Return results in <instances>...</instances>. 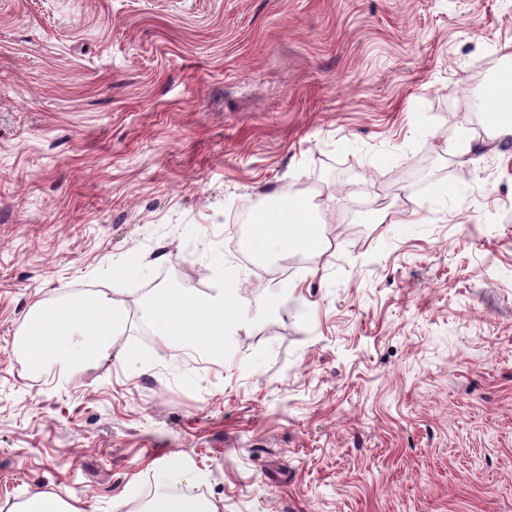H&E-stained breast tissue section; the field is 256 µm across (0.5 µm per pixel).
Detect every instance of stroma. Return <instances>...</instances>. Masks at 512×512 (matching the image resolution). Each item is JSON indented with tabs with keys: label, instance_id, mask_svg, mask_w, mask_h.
<instances>
[{
	"label": "stroma",
	"instance_id": "35a3bbf8",
	"mask_svg": "<svg viewBox=\"0 0 512 512\" xmlns=\"http://www.w3.org/2000/svg\"><path fill=\"white\" fill-rule=\"evenodd\" d=\"M487 64L512 70V0H0V512L61 488L140 512L173 465L213 512H512ZM281 191L323 222L276 263L241 220ZM242 245L236 348L200 369L155 334L126 372L143 302L211 292ZM96 290L127 314L110 355L32 371V305Z\"/></svg>",
	"mask_w": 512,
	"mask_h": 512
}]
</instances>
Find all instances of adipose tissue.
Masks as SVG:
<instances>
[{
    "mask_svg": "<svg viewBox=\"0 0 512 512\" xmlns=\"http://www.w3.org/2000/svg\"><path fill=\"white\" fill-rule=\"evenodd\" d=\"M321 221L320 210L288 192L280 194L277 213L266 212L259 219L275 258L318 248L319 238L310 227ZM147 313L165 338L219 355L242 327L244 316L236 292L220 289L203 296L191 288L156 294ZM124 324V311L104 293H66L54 303L30 309L15 346L34 369L60 366L78 374L109 356Z\"/></svg>",
    "mask_w": 512,
    "mask_h": 512,
    "instance_id": "ef3b65f1",
    "label": "adipose tissue"
}]
</instances>
